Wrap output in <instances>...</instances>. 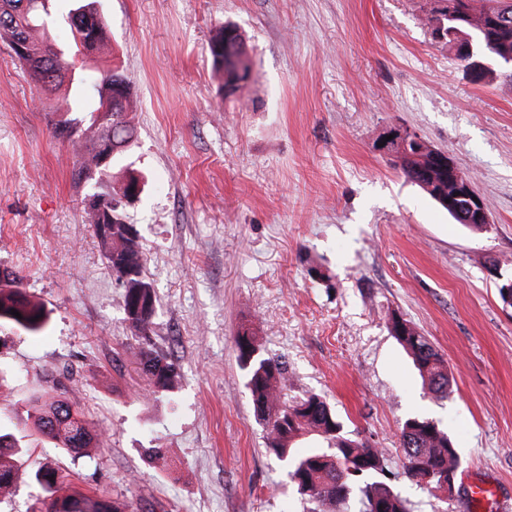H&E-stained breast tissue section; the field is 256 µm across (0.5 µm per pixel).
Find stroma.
Instances as JSON below:
<instances>
[{
	"mask_svg": "<svg viewBox=\"0 0 512 512\" xmlns=\"http://www.w3.org/2000/svg\"><path fill=\"white\" fill-rule=\"evenodd\" d=\"M110 52L138 101L128 154L144 191L127 209L156 297L150 336L175 364L171 392L145 393L123 291L106 268L40 96L0 44V270L44 303L45 331L0 325V424L57 389L103 447L72 463L43 442L0 512H29L49 461L133 512H309L266 450L237 360L252 324L285 361L283 402L321 395L352 436L384 449L409 512H512V309L487 257L512 269V81H474L425 26V0H101ZM232 22L253 60L234 95L210 53ZM409 129L447 151L486 201L473 232L381 148ZM399 314L444 355L451 392L428 393L391 336ZM452 436L461 468L448 503L402 469L406 418ZM162 448L163 461L148 451Z\"/></svg>",
	"mask_w": 512,
	"mask_h": 512,
	"instance_id": "stroma-1",
	"label": "stroma"
}]
</instances>
